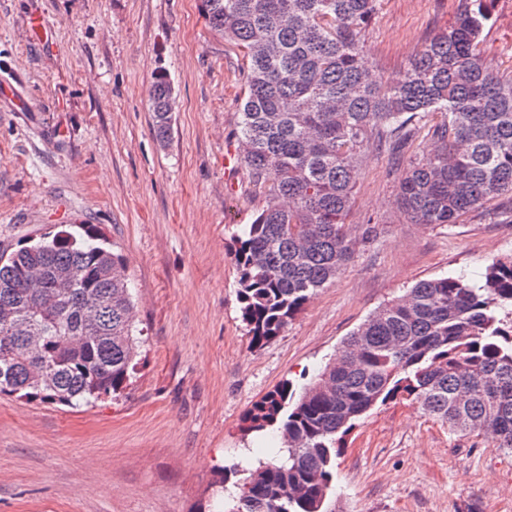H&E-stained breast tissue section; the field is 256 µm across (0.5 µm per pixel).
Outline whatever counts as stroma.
Instances as JSON below:
<instances>
[{"label":"stroma","instance_id":"35a3bbf8","mask_svg":"<svg viewBox=\"0 0 512 512\" xmlns=\"http://www.w3.org/2000/svg\"><path fill=\"white\" fill-rule=\"evenodd\" d=\"M458 0H380L364 42L385 77L447 26ZM485 61L512 75V0H492ZM246 59L201 0H0V252L91 224L125 260L142 344L127 389L75 410L0 395V512H213L280 452L247 412L282 383L309 384L376 309L422 280L480 279L512 260V216L408 223L404 165L361 162L346 223L360 243L272 343L252 346L233 244L264 195L238 147ZM167 73L168 139L150 92ZM227 481H220L221 470ZM331 512H512V453L449 432L416 405L375 407L336 458Z\"/></svg>","mask_w":512,"mask_h":512}]
</instances>
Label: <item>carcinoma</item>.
<instances>
[{"mask_svg":"<svg viewBox=\"0 0 512 512\" xmlns=\"http://www.w3.org/2000/svg\"><path fill=\"white\" fill-rule=\"evenodd\" d=\"M448 26L390 80L365 61L379 0H202L247 60L240 160L266 204L236 236L242 320L264 346L353 258L345 217L362 154L398 155L423 128L431 152L406 160L398 204L412 224H458L512 205V77L479 50L489 0H459ZM172 86L151 110L167 138ZM124 261L91 224H65L0 255V394L72 408L121 393L141 331ZM403 399L463 435L512 452V262L483 281H420L373 312L301 392L286 382L245 416L285 448L236 485L228 512H328L336 456L356 422Z\"/></svg>","mask_w":512,"mask_h":512,"instance_id":"carcinoma-1","label":"carcinoma"}]
</instances>
